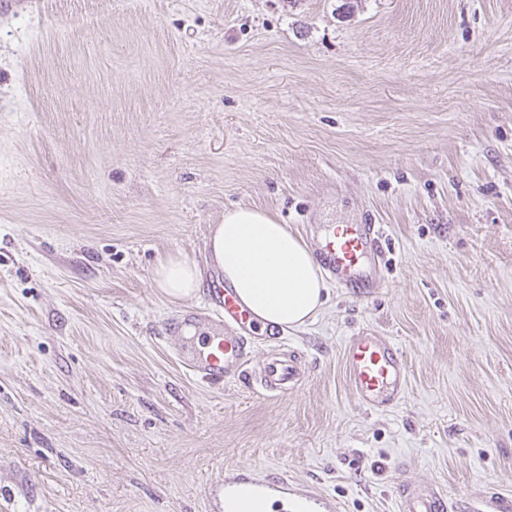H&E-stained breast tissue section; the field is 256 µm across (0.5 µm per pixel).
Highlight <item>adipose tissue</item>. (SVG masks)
<instances>
[{"mask_svg":"<svg viewBox=\"0 0 512 512\" xmlns=\"http://www.w3.org/2000/svg\"><path fill=\"white\" fill-rule=\"evenodd\" d=\"M212 266L265 327L299 328L324 307L327 288L321 268L301 238L270 212L249 207L228 210L208 238ZM156 288L171 300L195 296L202 272L189 257L158 262Z\"/></svg>","mask_w":512,"mask_h":512,"instance_id":"adipose-tissue-1","label":"adipose tissue"}]
</instances>
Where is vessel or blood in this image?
Returning <instances> with one entry per match:
<instances>
[{"instance_id":"1","label":"vessel or blood","mask_w":512,"mask_h":512,"mask_svg":"<svg viewBox=\"0 0 512 512\" xmlns=\"http://www.w3.org/2000/svg\"><path fill=\"white\" fill-rule=\"evenodd\" d=\"M382 232L377 224H323L314 239L315 249L329 277L340 288H369L381 268ZM205 308L184 314L187 322L216 319L223 333L202 337L201 347L188 357V372L215 382L250 378L252 389L275 398L298 385L305 367L283 337H276L274 352L257 373L248 374L247 347L259 330L251 312L232 289L217 285L206 297ZM345 377L358 403L369 410L397 404L408 389L403 353L389 336L363 330L350 337L343 349ZM272 500L278 512H293L300 488L287 480H273L256 471H233L224 475V500L233 502L240 490ZM448 497L431 483L411 480L399 487L397 512H447ZM468 512H512V496L488 489L479 491Z\"/></svg>"}]
</instances>
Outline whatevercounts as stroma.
<instances>
[{"label":"stroma","instance_id":"35a3bbf8","mask_svg":"<svg viewBox=\"0 0 512 512\" xmlns=\"http://www.w3.org/2000/svg\"><path fill=\"white\" fill-rule=\"evenodd\" d=\"M381 224L279 398L191 377L156 288L212 225ZM392 337L369 412L349 336ZM333 512L512 494V0H0V512H224V472ZM346 380L358 403L369 410L397 404L408 389L403 353L390 336L362 330L343 349ZM242 489L263 499H272L277 512H292L296 506L297 497H307L313 502L316 510L324 512L332 510V505L323 497L288 484V480H271L256 471H233L224 473V508L227 503L234 501ZM448 497L444 490L431 483L408 480L399 487L398 512H447Z\"/></svg>","mask_w":512,"mask_h":512}]
</instances>
